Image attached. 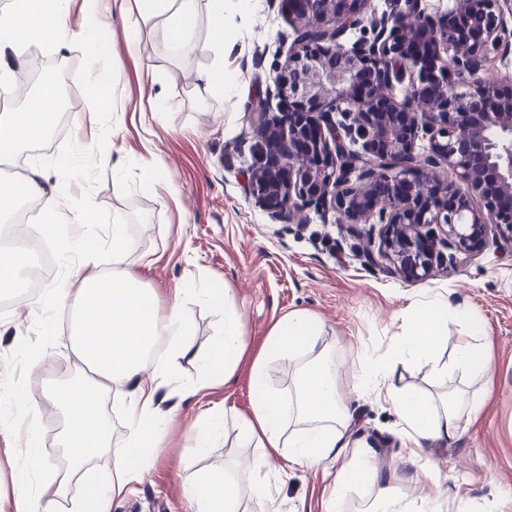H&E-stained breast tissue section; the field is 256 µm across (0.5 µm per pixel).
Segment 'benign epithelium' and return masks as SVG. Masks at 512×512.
Returning <instances> with one entry per match:
<instances>
[{"instance_id": "7a95c632", "label": "benign epithelium", "mask_w": 512, "mask_h": 512, "mask_svg": "<svg viewBox=\"0 0 512 512\" xmlns=\"http://www.w3.org/2000/svg\"><path fill=\"white\" fill-rule=\"evenodd\" d=\"M283 2L295 38L273 85L287 106L251 104L273 145L245 193L286 220L312 209L381 225L367 262L408 280L430 277L445 248L470 256L496 235L512 240V93L479 77L512 42L500 0H454L443 16L388 0L350 46L342 37L369 0Z\"/></svg>"}]
</instances>
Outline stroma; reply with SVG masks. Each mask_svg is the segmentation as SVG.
<instances>
[{"label":"stroma","mask_w":512,"mask_h":512,"mask_svg":"<svg viewBox=\"0 0 512 512\" xmlns=\"http://www.w3.org/2000/svg\"><path fill=\"white\" fill-rule=\"evenodd\" d=\"M83 5L84 0H69L62 46L38 47L44 58L64 60L73 73L88 66L76 38L86 21ZM224 27L234 38L224 64L236 71L242 95L214 97L197 84L199 73L215 61L206 14L198 15L193 41L178 56L168 51L160 18L141 21L139 45L132 50L121 18L115 17L101 32L103 60L113 69L111 85L94 105L77 96L67 133L52 137L40 151L25 146L19 152L25 164L42 170L49 185H64L71 209L88 207L98 215L85 233L99 245L107 244L114 221L126 224L138 274L161 303H169L179 288H215L229 291L242 313L245 353L233 385L216 386L196 402L182 399V386L197 378L199 366L178 360L159 392L158 412L176 413L180 424L158 449L150 470L113 501L112 512H192L184 477L226 468L235 473L240 512H264L247 469L256 450L241 440L233 420L252 410V363L265 351L274 323L294 311L316 318L324 327L327 354L347 385L361 373L364 358L388 356L393 333L436 293L469 314L450 325L440 362L451 361L459 338L470 331V317H477L490 337L495 382L480 419L453 440L432 445L430 457L447 477L449 497L466 500L469 512H496L498 502L512 499V241L491 238L474 258L455 254L428 279L410 281L364 265V253L374 247L370 225L343 224L336 215L313 212L303 223L272 219L242 185L261 142L247 104L271 86L295 34L281 0H252L246 9L227 0ZM113 107L123 117L112 143L115 169L95 158L88 122L95 110L98 127L108 128ZM151 151L164 164V179L156 183L143 175V159ZM38 325L37 313L30 310L0 318V383H25L39 409L42 447L60 464L62 419L41 396L42 371L27 364L39 343ZM214 403L226 409L225 429L209 448L196 450L195 431ZM352 406L340 459L324 462L316 472L289 470L278 485L282 512H326L332 504L338 512H366L373 493L356 487L333 500L332 479L339 465L367 455L375 457L381 477L398 497L419 496L407 483L412 467L404 459L411 443L392 409L366 394L354 396ZM22 463L20 437L0 428V512H11L14 476Z\"/></svg>","instance_id":"35a3bbf8"}]
</instances>
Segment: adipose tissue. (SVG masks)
Returning a JSON list of instances; mask_svg holds the SVG:
<instances>
[{
  "mask_svg": "<svg viewBox=\"0 0 512 512\" xmlns=\"http://www.w3.org/2000/svg\"><path fill=\"white\" fill-rule=\"evenodd\" d=\"M36 2L13 0L12 7L0 10L1 84L10 81L16 68L25 63L32 45H54L62 40L66 0H56L55 13L48 20L35 19ZM85 3L91 19L80 32V42L92 65L75 73L73 79L84 88L89 99H97L103 86L112 82L111 68L97 65L104 51L98 33L110 7L117 9L128 29V45L132 48L138 44L140 20L160 18L169 35L168 49L176 56L190 44L199 10H206L214 34L215 64L199 74L198 83L212 95L238 93L236 74L224 68V45L229 40L224 31L225 0H135L131 8L126 0H85ZM56 97L53 81L46 80L31 95L25 109L0 114L1 159L13 157L22 145L43 134ZM24 197L41 203L47 231L56 236L61 255L79 257L68 280L47 289L33 304L48 328L55 324L62 310L71 311V351L87 369L85 375L73 377L44 395L63 417L60 446L71 471H78L110 445V432L98 411L102 397L115 388L126 395L123 404L128 427L126 448L113 455L104 480L89 485L80 510L110 512L113 494L150 469L153 451L165 439L167 426L156 416L155 394L173 372L177 360L197 356L202 363L201 374L186 386L185 397L196 396L216 384L232 382L245 350L241 313L226 293L210 288L193 289L195 304L216 308L223 320L216 340L205 354H198L192 306H187L179 294L168 306H161L157 294L143 286L134 263L128 260L132 245L125 225L112 226L111 264L106 267L100 259L97 242L78 232L79 227L89 223L90 214L68 211L57 190H46L38 167H30L20 181H0L1 223L12 218ZM461 316V308L433 296L423 316L413 319L410 328L392 336L389 359L368 361L365 373L346 388L338 384L337 368L321 346L323 327L318 321L298 311L275 322L266 355L291 358L303 353L309 360L299 367L294 393L286 400L268 385L266 355L257 356L252 364V412L238 419L237 429L248 443L260 450L251 462L253 472L260 475L252 492L265 502L266 512H281L274 483L263 475L268 464L267 449L288 447L289 466L301 469L338 459L347 444L346 434L353 418L351 397L362 392L391 407L411 443L407 460L414 467L413 479L419 485L433 488L432 512H442L448 500L446 479L433 465L426 447L455 438L461 421L479 419L483 396L493 387L486 332L480 324H473L470 334L458 341L450 364L451 370L460 376L481 382L480 398L470 399L464 393L451 391L436 402L400 385L396 372L422 362L437 363L450 324ZM162 337L167 339L168 347L155 356L153 376L145 377V357ZM30 402L28 392L20 386L11 384L0 388V403L12 405L27 420L25 461L46 468L50 462L40 448L37 424L27 417ZM66 483V478L54 477L33 487L24 473H17L14 512H50ZM333 483L339 491L358 484L375 486L376 512H398L400 508L390 483L381 479L373 457L366 456L352 466L340 468L333 476ZM187 491L194 512L239 510L230 471L188 478Z\"/></svg>",
  "mask_w": 512,
  "mask_h": 512,
  "instance_id": "obj_1",
  "label": "adipose tissue"
}]
</instances>
